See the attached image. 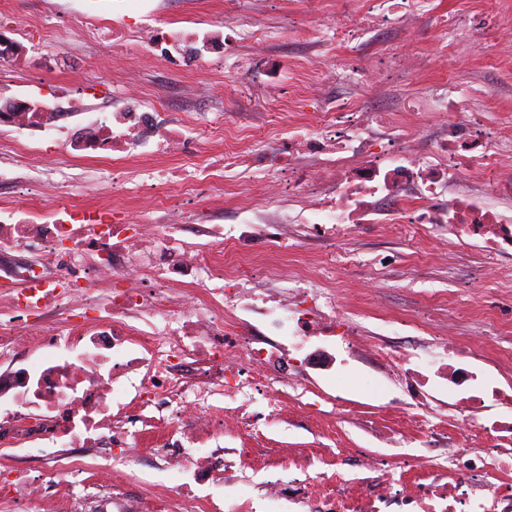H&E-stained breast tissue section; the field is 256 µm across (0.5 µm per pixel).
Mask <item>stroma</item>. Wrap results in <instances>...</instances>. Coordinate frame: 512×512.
<instances>
[{"label": "stroma", "mask_w": 512, "mask_h": 512, "mask_svg": "<svg viewBox=\"0 0 512 512\" xmlns=\"http://www.w3.org/2000/svg\"><path fill=\"white\" fill-rule=\"evenodd\" d=\"M383 5L384 0H343L335 11L325 0H137L131 7L122 0H0V28L13 31L28 49L13 77L0 81V103L23 94L55 106L71 126L82 122L70 114L71 99L79 97L92 117L160 105L164 122L191 130L205 113L219 112L241 123L272 118L284 131L301 113L353 99L381 112L419 113L425 131L431 132L444 118L429 110L428 98L451 80L464 91L484 89L473 109L512 115V54L499 53L490 43L478 46L469 35L473 20L512 13V0H429L427 12L413 24L373 26L358 40L338 46L334 59L323 61L320 31L336 25L356 28ZM84 12L124 27L127 52L114 54L84 31L62 45L45 38L40 27L44 15H53L64 28ZM148 25L229 34L235 43L221 64L203 72L190 58L152 59L138 44L141 28ZM257 29L264 31V41L253 40ZM448 37L454 40V56L438 61L436 46ZM394 47L416 54L415 73L405 74L392 63L388 52ZM354 66L367 73V84L346 77V69ZM202 75L210 83V97L183 101L179 84ZM345 248L359 256V265H340L328 275L318 246H305L290 261L310 280L335 289L339 307L362 326L369 344L403 350L413 347L415 337H434L430 331L418 335L383 324L375 317L380 310L431 319L443 331L455 326L466 342L479 338L489 298L480 253L449 254L447 263H435L425 255L447 252V237H404L385 224L356 226ZM462 289L470 309L452 324L447 306ZM310 388L327 400L321 412L299 409L302 395L287 385L276 388L282 410L274 420L265 418L264 403L254 405L259 418L243 434L254 450L253 475L263 476L304 450L337 452L351 464L362 450L393 457L404 453L419 457L425 471L447 469L446 455L425 444L400 449L380 441L378 426L406 435L415 426L407 395L384 373L352 361L327 374L313 373Z\"/></svg>", "instance_id": "35a3bbf8"}]
</instances>
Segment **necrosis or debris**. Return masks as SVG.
<instances>
[{
  "mask_svg": "<svg viewBox=\"0 0 512 512\" xmlns=\"http://www.w3.org/2000/svg\"><path fill=\"white\" fill-rule=\"evenodd\" d=\"M142 44L160 55L223 56L224 39L147 27ZM483 91L436 88L430 101L446 123L429 146L406 115L372 112L352 100L306 113L277 134L215 121L224 157L193 148L184 126L158 112H116L66 139L64 159L87 151L109 161L88 176L108 186L113 208L129 195V165L153 184L145 224H102L67 190L32 191L20 210L0 200V502L18 512H130L122 486L136 474L139 442L159 470L177 477L183 512H242L240 499L206 502L203 485L234 486L250 451L225 446L247 429L251 408L274 385L302 386L309 371L336 367V350L379 361L404 384L418 433L439 432L425 389L440 379L459 389L449 409L460 443L447 473L409 482L410 464L384 458L264 484L266 512H512V386H477L482 343H433L427 354L367 345L339 309L336 291L299 270L261 273L257 259L323 246L326 268L354 265L337 244L357 224L420 226L447 236L456 252L479 248L490 282L512 275V116L471 109ZM51 121L46 104L0 109V182ZM267 190L254 191V177ZM232 195L239 218L212 223L202 192ZM295 203L285 211L281 200ZM497 410L494 420L480 413Z\"/></svg>",
  "mask_w": 512,
  "mask_h": 512,
  "instance_id": "necrosis-or-debris-1",
  "label": "necrosis or debris"
}]
</instances>
